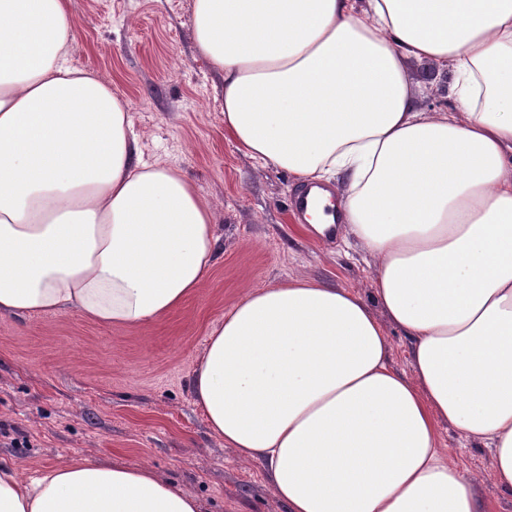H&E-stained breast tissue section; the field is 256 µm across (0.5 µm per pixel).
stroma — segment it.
Returning a JSON list of instances; mask_svg holds the SVG:
<instances>
[{
	"label": "stroma",
	"mask_w": 512,
	"mask_h": 512,
	"mask_svg": "<svg viewBox=\"0 0 512 512\" xmlns=\"http://www.w3.org/2000/svg\"><path fill=\"white\" fill-rule=\"evenodd\" d=\"M194 0H68L73 67L99 73L126 103L147 164L180 170L212 207L218 258L202 286L148 327L80 312L0 313V460L26 475L85 457L147 467L202 512H286L262 466L212 436L191 373L207 335L246 295L303 275L375 304L374 258L351 237L325 243L290 212L297 182L259 165L224 130L219 76L195 48ZM423 112L453 108V70L414 62ZM443 447L480 481L488 512H512L488 449L437 425Z\"/></svg>",
	"instance_id": "35a3bbf8"
}]
</instances>
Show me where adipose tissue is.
Wrapping results in <instances>:
<instances>
[{"instance_id": "1", "label": "adipose tissue", "mask_w": 512, "mask_h": 512, "mask_svg": "<svg viewBox=\"0 0 512 512\" xmlns=\"http://www.w3.org/2000/svg\"><path fill=\"white\" fill-rule=\"evenodd\" d=\"M193 22L239 149L340 180L386 315L298 275L248 294L192 372L213 436L262 463L287 512H485L435 423L490 448L512 494V0H194ZM72 37L66 0H0V312L144 327L216 263L213 214L140 162ZM414 61L453 64L451 112L418 111ZM200 510L145 467L0 465V512ZM384 329L390 338L392 367L399 372L409 373L411 370L410 339L389 322L385 323Z\"/></svg>"}]
</instances>
